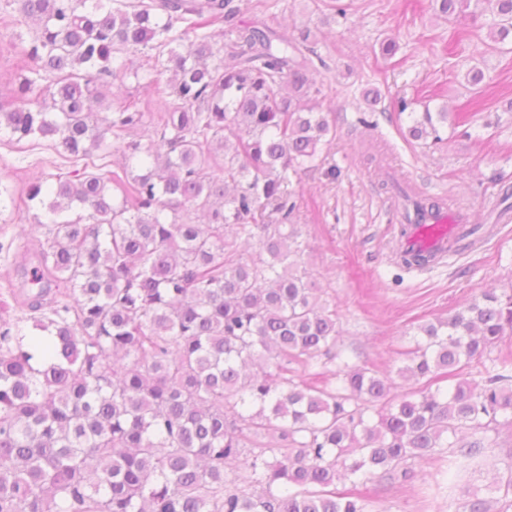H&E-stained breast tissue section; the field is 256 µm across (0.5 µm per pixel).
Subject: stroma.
I'll return each instance as SVG.
<instances>
[{
	"mask_svg": "<svg viewBox=\"0 0 512 512\" xmlns=\"http://www.w3.org/2000/svg\"><path fill=\"white\" fill-rule=\"evenodd\" d=\"M344 2L342 17L327 0H250L234 23L312 31L325 62L316 76L324 81L336 141L319 169L288 186L297 201L300 262L336 307L343 357L394 379L418 325L447 317L482 289L512 285V218L498 217L512 206V52L489 51L486 29L474 23L466 40L449 50L451 28L438 17L434 0ZM16 17L0 8V102L10 99L26 61L12 41L20 29ZM390 40L398 47L391 57L382 52ZM473 65L485 72L477 86L464 79ZM152 77L116 85L113 105L146 102L152 111H165L171 74L158 69ZM370 90L380 95L373 107L365 100ZM401 98L413 101L417 112L448 108L442 144L428 148L406 139L410 120L395 108ZM363 116L369 126L360 124ZM75 168L47 140L21 147L0 134V242L12 244L0 251V304L19 285L14 268L22 254L47 237L37 224L41 207L22 192L25 183H51ZM392 182L469 210L472 223L491 225V234L426 270L397 266L391 249L400 224ZM479 438V465L453 469L439 452L414 462L411 480L370 482L381 512H463L473 497L501 499L496 481L512 467V425L498 420Z\"/></svg>",
	"mask_w": 512,
	"mask_h": 512,
	"instance_id": "35a3bbf8",
	"label": "stroma"
}]
</instances>
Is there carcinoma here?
Masks as SVG:
<instances>
[{
  "mask_svg": "<svg viewBox=\"0 0 512 512\" xmlns=\"http://www.w3.org/2000/svg\"><path fill=\"white\" fill-rule=\"evenodd\" d=\"M434 2L450 22L483 20L491 49L512 41V0ZM13 3L33 65L0 128L17 144L52 139L83 168L27 189L47 238L37 264L18 266L37 286L21 305L49 338L36 362L0 322V512H373L336 483L409 480L407 462L438 448L461 465L480 448L461 433L512 419L507 360L484 367L482 386L396 393L336 351V310L299 269L290 224L289 173L316 168L334 131L310 30L234 27V0ZM221 23L234 33L222 51L208 32ZM132 50L173 73L158 144L126 140L146 124L136 103L91 111L102 80H151ZM410 119V139L443 141L446 109ZM109 149L127 163H96ZM417 330L402 379L460 372L512 334V290ZM319 361L337 388L291 375ZM270 429L277 440L260 441Z\"/></svg>",
  "mask_w": 512,
  "mask_h": 512,
  "instance_id": "obj_1",
  "label": "carcinoma"
}]
</instances>
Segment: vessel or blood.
Returning a JSON list of instances; mask_svg holds the SVG:
<instances>
[{"mask_svg":"<svg viewBox=\"0 0 512 512\" xmlns=\"http://www.w3.org/2000/svg\"><path fill=\"white\" fill-rule=\"evenodd\" d=\"M402 220L405 233L399 237L396 250L407 258L422 253L442 259L453 252L462 235L477 238L486 234L485 228L471 224L467 211L446 206L421 215L410 209L403 213Z\"/></svg>","mask_w":512,"mask_h":512,"instance_id":"1","label":"vessel or blood"}]
</instances>
